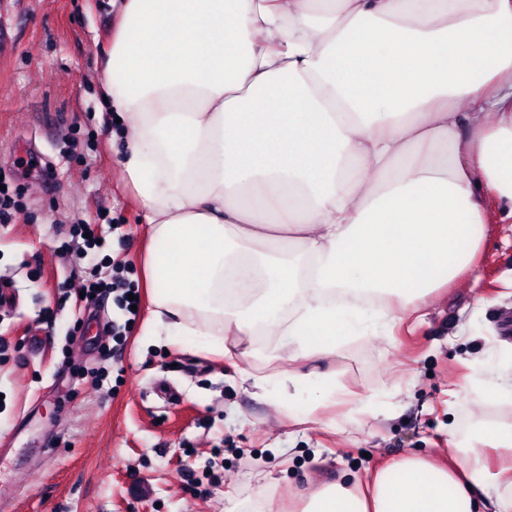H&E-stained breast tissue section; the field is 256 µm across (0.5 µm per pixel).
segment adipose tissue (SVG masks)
<instances>
[{
	"label": "adipose tissue",
	"mask_w": 512,
	"mask_h": 512,
	"mask_svg": "<svg viewBox=\"0 0 512 512\" xmlns=\"http://www.w3.org/2000/svg\"><path fill=\"white\" fill-rule=\"evenodd\" d=\"M100 56L155 334L218 356L280 336L292 369L242 374L259 396L371 403L301 363L458 278L489 202L512 220V0H121ZM489 505L512 512V426L449 465L324 483L303 512Z\"/></svg>",
	"instance_id": "obj_1"
}]
</instances>
